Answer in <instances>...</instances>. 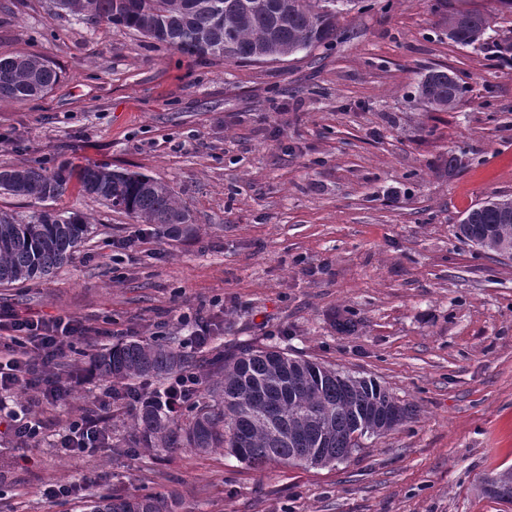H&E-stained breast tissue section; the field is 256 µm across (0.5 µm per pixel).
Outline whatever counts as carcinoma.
Returning <instances> with one entry per match:
<instances>
[{"label": "carcinoma", "mask_w": 512, "mask_h": 512, "mask_svg": "<svg viewBox=\"0 0 512 512\" xmlns=\"http://www.w3.org/2000/svg\"><path fill=\"white\" fill-rule=\"evenodd\" d=\"M54 0L76 19L103 22L138 33L191 57L241 62L277 60L336 37V17L355 0ZM493 17L468 5H448V40L482 49L494 43L512 52V36H487ZM58 72L36 55L0 56V98L25 102L47 94ZM467 92L453 72L428 70L417 86L421 101L450 111ZM123 211L175 235L194 232L192 215L170 187L146 174L87 163L53 172L18 167L0 170V194L31 199L42 208L26 218L0 211V286L46 278L69 263L91 227L74 212L43 206L69 190ZM459 237L496 255L512 249V199H490L470 209L458 225ZM100 380L122 383L158 379L197 368L173 342L130 340L90 357ZM206 394L184 420L157 403L141 406L133 420L131 444L156 452L188 448L207 454L227 449L260 469L270 463L326 467L347 460L360 447L352 435L380 436L381 421L396 427L412 410L372 379L331 365L296 358L277 348L243 347L206 362ZM512 480V468L481 478L480 493L491 497L487 481ZM173 493H92L82 512H179Z\"/></svg>", "instance_id": "cac0c4a2"}]
</instances>
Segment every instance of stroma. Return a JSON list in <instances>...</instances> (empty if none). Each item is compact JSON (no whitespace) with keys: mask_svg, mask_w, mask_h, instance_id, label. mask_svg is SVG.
Returning a JSON list of instances; mask_svg holds the SVG:
<instances>
[{"mask_svg":"<svg viewBox=\"0 0 512 512\" xmlns=\"http://www.w3.org/2000/svg\"><path fill=\"white\" fill-rule=\"evenodd\" d=\"M445 14L436 0H366L337 16L329 48L235 62L61 16L52 0H0V56L36 54L60 75L44 97L0 99V169L142 172L195 224L167 237L74 187L54 202L93 232L53 277L0 286V313L90 333L55 368L57 406L21 388L7 399L44 420L37 440L14 438L0 412V512H80L112 488L175 492L181 512H512L478 488L512 466V260L456 234L471 207L512 197V64L450 43ZM435 67L468 87L452 110L415 95ZM195 319L213 328L196 361L285 349L376 379L413 416L327 467L57 447L84 418L127 438L135 413L103 405L108 383L72 364L129 339L187 344ZM65 485L77 493L44 498Z\"/></svg>","mask_w":512,"mask_h":512,"instance_id":"stroma-1","label":"stroma"}]
</instances>
